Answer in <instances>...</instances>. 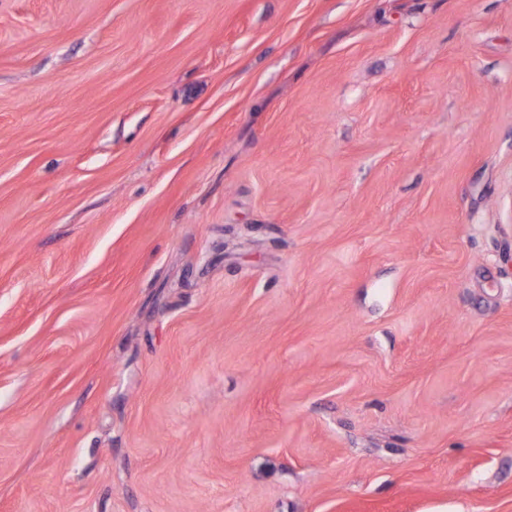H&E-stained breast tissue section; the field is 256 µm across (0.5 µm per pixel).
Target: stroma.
<instances>
[{"mask_svg":"<svg viewBox=\"0 0 512 512\" xmlns=\"http://www.w3.org/2000/svg\"><path fill=\"white\" fill-rule=\"evenodd\" d=\"M0 512H512V0H0Z\"/></svg>","mask_w":512,"mask_h":512,"instance_id":"obj_1","label":"stroma"}]
</instances>
